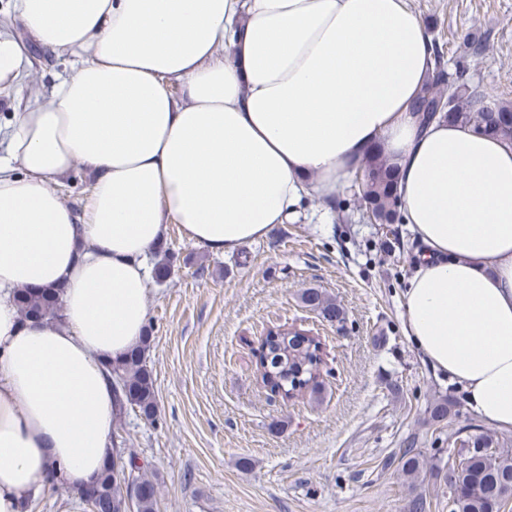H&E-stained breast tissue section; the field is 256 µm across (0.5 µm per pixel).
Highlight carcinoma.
Wrapping results in <instances>:
<instances>
[{"instance_id": "1", "label": "carcinoma", "mask_w": 512, "mask_h": 512, "mask_svg": "<svg viewBox=\"0 0 512 512\" xmlns=\"http://www.w3.org/2000/svg\"><path fill=\"white\" fill-rule=\"evenodd\" d=\"M466 55L454 61V71L445 68L444 52L434 46L433 78L414 101L413 111L421 124L448 121L471 128L475 133L512 143V102L487 100L485 94L466 77ZM359 176L358 198L363 210L375 224L403 223L402 203L397 183L396 166L385 153L376 148L355 171ZM163 258L156 262V282L166 281L173 268L170 248H161ZM302 302L328 322L341 323L344 309L335 299L310 288L301 294ZM15 305L22 319H62V289H18ZM150 336L129 351L121 361L110 362V373L122 379L120 406L131 407L147 422L157 415V398L152 369L147 365ZM256 367L261 383L271 393L284 399L304 392L317 393L322 389L323 359L319 340L306 336L268 332L257 348ZM454 402L439 400L429 406V415L439 424L448 419ZM459 446L458 453L466 454L467 464L443 476L449 489V512H499L505 504L503 486L512 485V447L509 440L483 429L471 421L448 430V446ZM492 448L487 457L480 449ZM402 474L416 481L430 469L440 476L439 466H427L422 453L406 448L400 455ZM99 482L93 512H126L128 500H133L134 512H155L157 485L147 475L146 468L134 463V453H112L98 472Z\"/></svg>"}]
</instances>
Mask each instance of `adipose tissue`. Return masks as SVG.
Instances as JSON below:
<instances>
[{"label":"adipose tissue","mask_w":512,"mask_h":512,"mask_svg":"<svg viewBox=\"0 0 512 512\" xmlns=\"http://www.w3.org/2000/svg\"><path fill=\"white\" fill-rule=\"evenodd\" d=\"M31 40L77 62L10 124L0 157V512L89 481L119 415L108 359L145 331L169 225L216 255L333 202L374 147L422 244L404 294L425 361L512 432V145L421 126L432 42L408 0H15ZM0 32V86L22 77ZM178 92L168 90V83ZM82 210L53 189L75 163ZM62 289L22 320L16 289Z\"/></svg>","instance_id":"obj_1"}]
</instances>
